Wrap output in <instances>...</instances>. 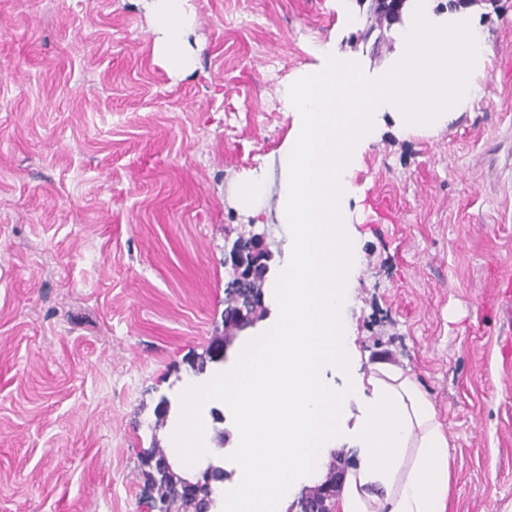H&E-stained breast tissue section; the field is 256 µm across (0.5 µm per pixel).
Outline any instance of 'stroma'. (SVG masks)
Here are the masks:
<instances>
[{
    "instance_id": "stroma-1",
    "label": "stroma",
    "mask_w": 512,
    "mask_h": 512,
    "mask_svg": "<svg viewBox=\"0 0 512 512\" xmlns=\"http://www.w3.org/2000/svg\"><path fill=\"white\" fill-rule=\"evenodd\" d=\"M173 76L140 0H0V512H154L161 396L224 333L232 243L287 261L285 83L336 42L364 82L402 47L342 0H188ZM483 95L442 130L385 122L349 180L350 369L413 374L448 436L450 512L512 502V0H479ZM264 188L242 206L241 183Z\"/></svg>"
}]
</instances>
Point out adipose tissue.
I'll return each mask as SVG.
<instances>
[{"instance_id":"ef3b65f1","label":"adipose tissue","mask_w":512,"mask_h":512,"mask_svg":"<svg viewBox=\"0 0 512 512\" xmlns=\"http://www.w3.org/2000/svg\"><path fill=\"white\" fill-rule=\"evenodd\" d=\"M187 0H142L156 48L174 75L192 68L184 47ZM434 0H408L404 51L376 85L360 83L355 64L326 45L312 74L285 86L298 116L283 156L280 216L289 228L288 260L273 285L281 318L257 351L235 368L187 382L185 403L220 396L236 415L241 480L232 498L242 512H286L294 483L321 480L339 419L357 405L362 459L345 478L340 512H447L451 494L448 437L416 379L389 366L347 374L341 315L355 273L347 218L355 201L348 174L391 115L405 132L445 125L480 100L477 77L488 62L475 13L436 14ZM346 375L330 384L327 369Z\"/></svg>"}]
</instances>
